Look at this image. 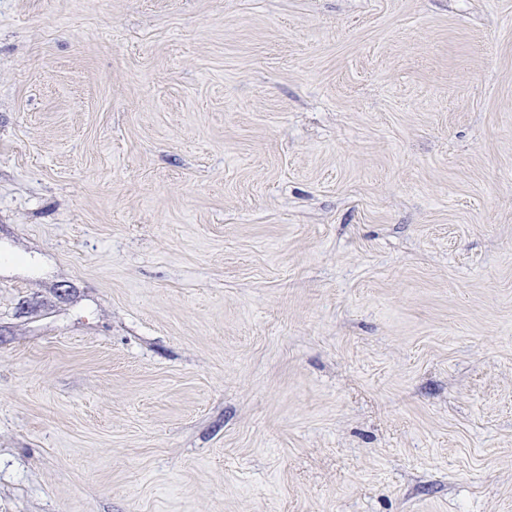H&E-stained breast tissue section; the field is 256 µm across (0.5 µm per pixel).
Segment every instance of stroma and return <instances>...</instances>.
<instances>
[{"label": "stroma", "mask_w": 512, "mask_h": 512, "mask_svg": "<svg viewBox=\"0 0 512 512\" xmlns=\"http://www.w3.org/2000/svg\"><path fill=\"white\" fill-rule=\"evenodd\" d=\"M0 512H512V0H0Z\"/></svg>", "instance_id": "35a3bbf8"}]
</instances>
